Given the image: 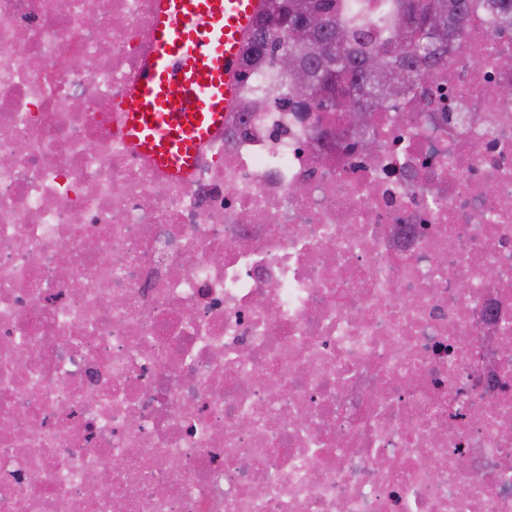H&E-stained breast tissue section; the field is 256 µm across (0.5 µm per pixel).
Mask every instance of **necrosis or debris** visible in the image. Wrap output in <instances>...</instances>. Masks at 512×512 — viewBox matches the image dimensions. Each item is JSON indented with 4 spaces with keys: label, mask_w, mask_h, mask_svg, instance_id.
Masks as SVG:
<instances>
[{
    "label": "necrosis or debris",
    "mask_w": 512,
    "mask_h": 512,
    "mask_svg": "<svg viewBox=\"0 0 512 512\" xmlns=\"http://www.w3.org/2000/svg\"><path fill=\"white\" fill-rule=\"evenodd\" d=\"M157 7L0 0V512H512V29L373 154L282 79L183 181L113 107Z\"/></svg>",
    "instance_id": "1"
}]
</instances>
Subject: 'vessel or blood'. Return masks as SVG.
Listing matches in <instances>:
<instances>
[{"instance_id": "b4317fda", "label": "vessel or blood", "mask_w": 512, "mask_h": 512, "mask_svg": "<svg viewBox=\"0 0 512 512\" xmlns=\"http://www.w3.org/2000/svg\"><path fill=\"white\" fill-rule=\"evenodd\" d=\"M262 0H159L152 51L117 103L129 146L170 176L189 178L199 144L231 111L243 40Z\"/></svg>"}]
</instances>
